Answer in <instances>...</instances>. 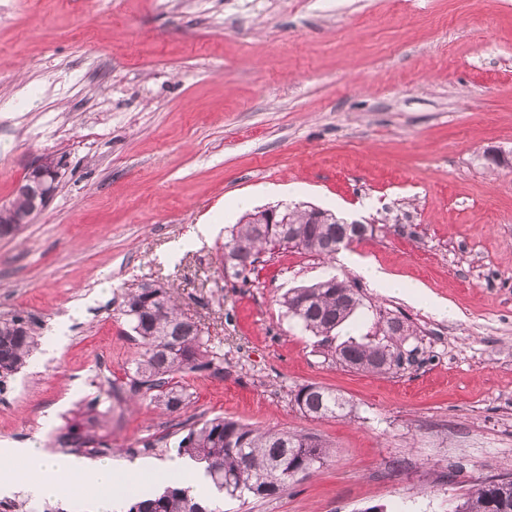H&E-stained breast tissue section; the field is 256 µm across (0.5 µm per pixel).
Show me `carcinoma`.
Wrapping results in <instances>:
<instances>
[{
    "instance_id": "obj_1",
    "label": "carcinoma",
    "mask_w": 512,
    "mask_h": 512,
    "mask_svg": "<svg viewBox=\"0 0 512 512\" xmlns=\"http://www.w3.org/2000/svg\"><path fill=\"white\" fill-rule=\"evenodd\" d=\"M233 225L224 243V273L247 280L250 270L272 253L273 247H288V237L277 225L248 219ZM289 227L298 236L290 247L318 257H331L341 248L363 238L368 225L348 223L327 210L316 218L303 206L288 212ZM361 294L356 284L335 274L282 295L281 305L301 327L319 338V345L345 367L363 372L389 374L403 365L409 328L394 317L386 321L382 337L350 340L332 345L333 332L357 312ZM121 312L140 346L131 367L129 382L108 383L107 398L121 400L151 394L166 414L179 413L188 405V395L177 378L187 372L224 374V355L215 350L210 336L197 322L182 314L171 289L147 283L129 288L123 295ZM40 342L39 325L29 316L0 317V390L7 379L28 363ZM299 411L312 419L347 417L352 405L327 387L310 384L294 393ZM96 397L83 413L82 422L69 427L62 440L76 449L100 453L106 448L100 428L106 412L97 409ZM178 455L200 463L213 488L230 496L250 494L267 498L310 477L330 456V446L309 433L260 429L222 417L184 425L177 444ZM162 490L142 496L127 493L126 512H221L210 507L179 480L165 476ZM452 512H512V477L482 481L458 499Z\"/></svg>"
}]
</instances>
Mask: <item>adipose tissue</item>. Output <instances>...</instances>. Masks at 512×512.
Segmentation results:
<instances>
[{
  "label": "adipose tissue",
  "mask_w": 512,
  "mask_h": 512,
  "mask_svg": "<svg viewBox=\"0 0 512 512\" xmlns=\"http://www.w3.org/2000/svg\"><path fill=\"white\" fill-rule=\"evenodd\" d=\"M337 262L357 268L376 287L419 301L437 315L448 313L445 303L425 295L419 286L403 284L376 264L358 262L351 252H340ZM141 474L138 467L124 469L108 459L87 464L69 457L48 456L43 449L32 445L0 443V496L22 491L35 502L50 498H70L79 501L84 512H118L125 487L138 480Z\"/></svg>",
  "instance_id": "ef3b65f1"
}]
</instances>
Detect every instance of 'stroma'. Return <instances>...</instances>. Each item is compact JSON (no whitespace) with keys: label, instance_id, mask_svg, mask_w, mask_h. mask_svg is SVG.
<instances>
[{"label":"stroma","instance_id":"stroma-1","mask_svg":"<svg viewBox=\"0 0 512 512\" xmlns=\"http://www.w3.org/2000/svg\"><path fill=\"white\" fill-rule=\"evenodd\" d=\"M499 150L512 153V0H7L0 204L42 156L63 168L56 197L0 238V316L67 323L69 340L0 394V441L60 454L94 376L126 382L138 355L123 291L161 283L224 352L223 377H181L182 418L302 430L332 450L285 494L228 497L224 512H450L512 476V167L489 160ZM280 202L371 225L350 252L449 315L294 249L247 282L225 277L228 227ZM206 223L209 241L188 244ZM330 272L362 295L337 342L397 317L416 364L375 375L316 353L280 299ZM309 384L350 399L351 416L304 417L292 394ZM168 420L141 395L105 428L113 462L147 464L148 491L177 458Z\"/></svg>","mask_w":512,"mask_h":512}]
</instances>
